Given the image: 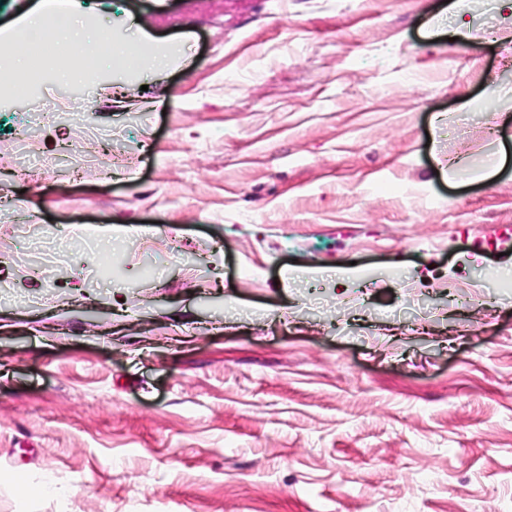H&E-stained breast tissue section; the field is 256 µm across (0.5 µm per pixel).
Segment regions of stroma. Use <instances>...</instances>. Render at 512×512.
Masks as SVG:
<instances>
[{"label": "stroma", "mask_w": 512, "mask_h": 512, "mask_svg": "<svg viewBox=\"0 0 512 512\" xmlns=\"http://www.w3.org/2000/svg\"><path fill=\"white\" fill-rule=\"evenodd\" d=\"M64 4L158 64L0 70V512H512V10Z\"/></svg>", "instance_id": "1"}]
</instances>
